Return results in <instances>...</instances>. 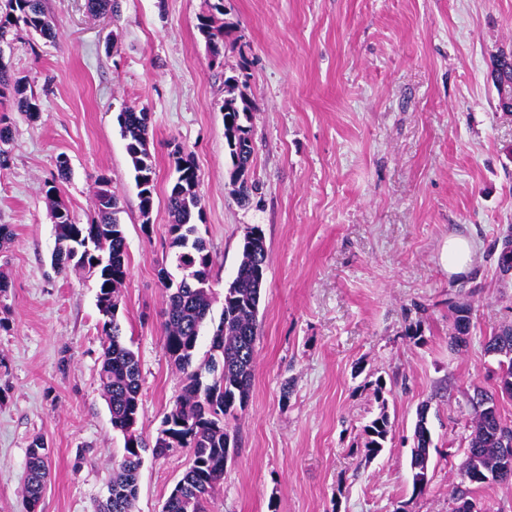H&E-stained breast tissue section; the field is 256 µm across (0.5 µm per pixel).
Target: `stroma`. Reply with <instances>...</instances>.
<instances>
[{
    "label": "stroma",
    "mask_w": 512,
    "mask_h": 512,
    "mask_svg": "<svg viewBox=\"0 0 512 512\" xmlns=\"http://www.w3.org/2000/svg\"><path fill=\"white\" fill-rule=\"evenodd\" d=\"M58 36L19 32L0 64L40 106L31 121L11 94L0 167V512H27V449L42 436L50 477L37 512H99L122 434L99 380L102 316L95 277L60 276L45 192L76 223L94 217L95 180L120 200L129 276L119 321L138 354V429L154 443L182 380L163 347L161 268L170 267L172 155L201 177L200 232L215 258L220 317L247 230L268 252L255 376L228 418L237 450L208 512H453L475 388L494 389L483 347L512 324V277L497 241L512 225V115L492 79L512 51V0H224V63L198 33L208 0H44ZM254 105L248 205L232 193L224 147V80ZM151 116L157 181L150 224L116 121ZM69 161L58 179V157ZM472 239L465 273H448V236ZM472 306L466 344L451 347L449 306ZM383 396H376L377 382ZM433 446L414 493L410 448L421 405ZM387 412L383 452L364 463V427ZM188 466L185 451L144 453L136 512H162Z\"/></svg>",
    "instance_id": "stroma-1"
}]
</instances>
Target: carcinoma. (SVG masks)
Masks as SVG:
<instances>
[{
    "label": "carcinoma",
    "mask_w": 512,
    "mask_h": 512,
    "mask_svg": "<svg viewBox=\"0 0 512 512\" xmlns=\"http://www.w3.org/2000/svg\"><path fill=\"white\" fill-rule=\"evenodd\" d=\"M211 13L199 17L197 28L205 39L210 54L216 60L223 55L224 0L210 4ZM37 33L45 40H55L57 32L42 5V0H5L0 11V41L17 35L19 27ZM498 91V107L512 112V53H503L493 67ZM0 88L11 91L17 110L29 118L39 116V104L27 94L22 79L11 78L0 67ZM252 102L245 96L224 99V141L232 164L233 193L242 203L249 201L256 184L248 181L253 162L254 144L248 125ZM121 135L134 172L140 199L141 215L153 205L156 189V165L148 149L149 114L126 109L118 115ZM176 178L170 185L168 207L171 215L169 233L175 274L164 288L165 308L162 327L165 353L182 375V390L166 413L164 423L169 437L157 438L152 455L165 456L181 448L187 450L190 462L182 478L166 499L162 512H207L208 497L224 480V466L237 448L224 419L245 410L254 377L257 341V316L261 290L264 287L268 254L262 231L251 228L243 237L241 257L236 274L224 289V307L216 326L211 348L202 358L197 357L201 331L211 314L214 302L212 269L214 258L200 235L194 217L202 216V197L198 186L200 174L192 168L182 169L173 158ZM96 182L94 206L96 217L89 224L59 222L62 213H69L57 197V187L49 186L46 198L54 218L56 249L52 265L57 273L68 275L84 270L97 279V305L103 316L104 348L100 382L109 410L112 427L124 437V454L113 463L108 495L101 512H134L137 498L141 452L146 445L137 432L140 416V368L135 352L126 344L118 323L121 288L129 270L126 239L117 214L119 199L115 194H103ZM499 270L512 268V225L499 239ZM452 333L450 343L466 342L471 328V305H450ZM485 351L499 357L498 390L479 391L476 404L498 403V397L512 398V324L493 330L485 343ZM428 406L421 407L415 425L410 469L413 491L423 493L428 486L431 433L427 426ZM386 412L365 426L367 436L365 461L376 458L384 449L390 433ZM47 444L37 436L28 445L27 481L24 495L35 512L48 475ZM512 456V424L500 412L488 416L476 411L467 436L465 458L469 468H458V482L453 499L470 498L473 488L489 482L512 483V469L503 470V458Z\"/></svg>",
    "instance_id": "1"
}]
</instances>
